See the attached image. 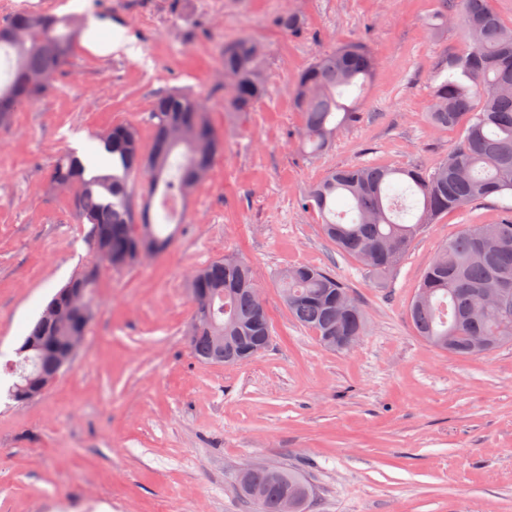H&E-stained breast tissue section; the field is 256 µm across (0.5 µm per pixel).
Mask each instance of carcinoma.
<instances>
[{
	"label": "carcinoma",
	"mask_w": 512,
	"mask_h": 512,
	"mask_svg": "<svg viewBox=\"0 0 512 512\" xmlns=\"http://www.w3.org/2000/svg\"><path fill=\"white\" fill-rule=\"evenodd\" d=\"M428 20L442 33L452 18L448 0ZM489 0H460L457 22L468 43L446 65L448 74L433 89L429 121L438 129L459 128L462 136L431 170L414 166L360 164L329 172L312 185L305 200L319 217L336 250L376 273L396 268L428 225L492 196L512 197V26L503 24ZM81 35L71 19L25 11L0 27V49L12 55L11 71L0 82V125L10 121L19 102L39 97L66 64ZM224 110L249 112L266 90L258 43L242 37L224 45ZM375 59L362 42H349L303 69L292 88L302 122V148L323 153L336 132L357 113L339 98L371 78ZM152 142L144 149L138 130L117 124L97 135L101 154L90 162L104 173L85 176L75 156L58 159L50 184L68 195L80 224L91 225L98 261L60 288L15 350L0 364V377L23 379L41 367L28 342L44 333V320L64 306L74 288H94L100 265L112 269L138 261L152 246L164 250L173 232L162 234L148 210L135 219L134 180H144L147 195L159 197L165 224H181L166 202L188 197L205 180L223 141L199 99L174 91L156 99ZM349 208L336 212V200ZM512 283V209L494 224H470L447 242L423 274L409 313L418 336L435 349L461 357L486 354L512 344V293L502 306L477 313L476 296L485 288ZM279 285L293 318L334 350L349 349L367 329L364 311L330 271L297 264L282 270ZM255 278L246 261L226 256L197 269L189 280L193 314L187 335L196 358L213 364H245L268 347L272 327L266 309L252 294ZM224 337V344L213 340ZM243 496L255 512H306L314 488L300 470L259 466L240 478Z\"/></svg>",
	"instance_id": "obj_1"
}]
</instances>
